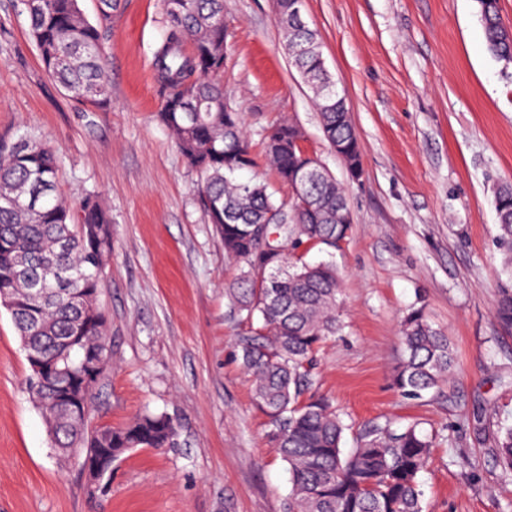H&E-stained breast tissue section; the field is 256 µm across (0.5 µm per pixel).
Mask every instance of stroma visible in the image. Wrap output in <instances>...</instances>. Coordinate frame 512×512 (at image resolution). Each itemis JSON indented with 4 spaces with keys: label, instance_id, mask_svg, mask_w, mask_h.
I'll list each match as a JSON object with an SVG mask.
<instances>
[{
    "label": "stroma",
    "instance_id": "1",
    "mask_svg": "<svg viewBox=\"0 0 512 512\" xmlns=\"http://www.w3.org/2000/svg\"><path fill=\"white\" fill-rule=\"evenodd\" d=\"M275 0H224V94L253 146L290 121L340 181L353 217L333 252L345 329L319 355L315 395L347 425L345 449L371 423L434 437L418 475L425 512H512V480L492 454L512 423V322L499 306L506 256L494 198L512 183V72L486 48L475 0H304L349 110L362 174L350 179L322 139L313 97L292 67ZM163 0H120L100 22L107 104L63 95L45 72L17 0H0V138L26 129L61 158L70 208L89 193L112 214L99 296L112 368L95 425L145 412L181 425L177 447L137 448L89 497L80 460L59 462L26 389L30 374L0 307V512H282L288 465L267 439L238 357L224 288L237 273L208 221L197 175L156 119L152 53ZM424 307L458 369L440 393L391 386L400 320Z\"/></svg>",
    "mask_w": 512,
    "mask_h": 512
}]
</instances>
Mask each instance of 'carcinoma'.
<instances>
[{
  "mask_svg": "<svg viewBox=\"0 0 512 512\" xmlns=\"http://www.w3.org/2000/svg\"><path fill=\"white\" fill-rule=\"evenodd\" d=\"M45 71L65 96L92 106L107 103L100 32L80 0H19ZM488 52L512 56L498 0H476ZM167 31L153 65L164 102L159 122L174 136L186 166L198 175L209 221L224 251L239 264L225 288L247 329L238 336L241 366L252 377L253 396L269 418L268 437L288 464L291 489L283 512H423L418 475L432 440L411 426L402 431L370 425L344 453L347 425L326 398L309 395L323 344L339 334L341 278L330 261L311 263L312 249L329 251L348 236L352 216L345 189L329 171L306 181L301 128L279 122L264 130L266 158L276 181L302 195L276 199L262 179L241 181L255 159L244 119L229 112L222 75L226 55L224 0H164ZM292 0H278L284 42L305 47L290 54L312 90L320 130L351 177L361 175V154L350 112L334 101L321 67L318 35L298 26ZM60 157L27 133L0 139V299L5 301L24 352L37 351L60 373L31 372L28 390L61 460L84 458L91 448L112 449L117 460L135 448H172L178 421L142 414L120 426H92L96 392L84 395V361L97 351L95 314L101 274L111 251L112 215L95 194L81 203L79 222L57 187ZM498 242L512 266V185L495 197ZM403 355L394 386L405 396L436 393L457 371L448 336L423 308L413 307L401 326ZM493 455L512 474V424L498 428Z\"/></svg>",
  "mask_w": 512,
  "mask_h": 512,
  "instance_id": "obj_1",
  "label": "carcinoma"
}]
</instances>
